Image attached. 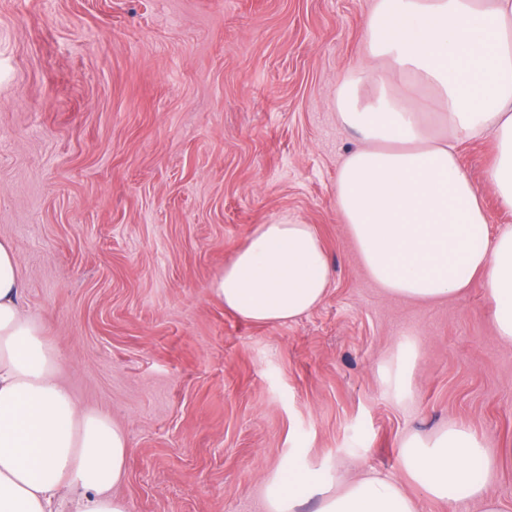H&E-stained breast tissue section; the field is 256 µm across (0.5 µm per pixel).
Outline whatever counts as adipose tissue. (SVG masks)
Segmentation results:
<instances>
[{"label": "adipose tissue", "mask_w": 512, "mask_h": 512, "mask_svg": "<svg viewBox=\"0 0 512 512\" xmlns=\"http://www.w3.org/2000/svg\"><path fill=\"white\" fill-rule=\"evenodd\" d=\"M366 65L339 81L336 118L353 130L335 186L336 209L371 278L419 302L481 282L499 339L512 344V225L491 230L479 190L458 157L461 138H491L488 181L512 211V0H373ZM331 266L313 225H256L211 291L256 324L290 322L318 306ZM23 277L0 241V512H128L112 489L128 441L109 415L79 406L59 377L62 359L41 322L21 307ZM407 479L448 512L479 501L507 512L492 491L512 450L489 454L463 426L400 445ZM317 468L266 483L270 512H415L403 487L367 476L334 490Z\"/></svg>", "instance_id": "obj_1"}]
</instances>
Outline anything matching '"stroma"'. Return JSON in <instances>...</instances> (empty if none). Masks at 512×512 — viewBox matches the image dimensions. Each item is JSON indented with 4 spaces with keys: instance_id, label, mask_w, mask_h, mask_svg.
Wrapping results in <instances>:
<instances>
[{
    "instance_id": "obj_1",
    "label": "stroma",
    "mask_w": 512,
    "mask_h": 512,
    "mask_svg": "<svg viewBox=\"0 0 512 512\" xmlns=\"http://www.w3.org/2000/svg\"><path fill=\"white\" fill-rule=\"evenodd\" d=\"M371 0H0V238L77 402L129 444L128 512H268L301 451L341 480L404 481L400 442L462 424L512 448V345L480 285L386 294L333 195L354 144L336 85ZM491 139L461 143L491 227ZM313 225L323 301L255 324L210 291L255 225ZM418 357L399 397L379 369Z\"/></svg>"
}]
</instances>
